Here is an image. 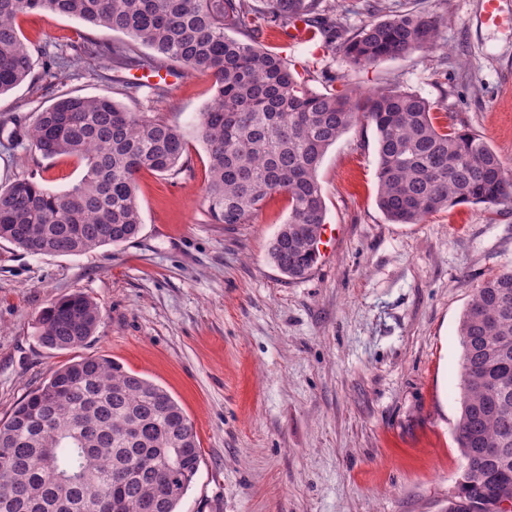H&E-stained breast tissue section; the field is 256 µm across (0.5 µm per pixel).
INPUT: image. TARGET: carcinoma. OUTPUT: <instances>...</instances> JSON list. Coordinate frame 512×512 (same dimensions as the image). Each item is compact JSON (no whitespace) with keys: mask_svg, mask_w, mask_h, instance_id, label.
Here are the masks:
<instances>
[{"mask_svg":"<svg viewBox=\"0 0 512 512\" xmlns=\"http://www.w3.org/2000/svg\"><path fill=\"white\" fill-rule=\"evenodd\" d=\"M0 0V95L34 69L17 24L47 11L126 34L132 43L87 40L77 57L94 72L111 62L183 73L208 72L213 100L197 138L208 156L206 202L215 224H246L275 193L289 216L268 255L291 278L314 267L325 220L317 171L354 124L377 133V205L393 224H416L460 203L512 199V176L482 138L435 121L430 101L400 86L373 94L335 86L321 70L298 78L259 41L263 24L302 19L324 47L344 48L364 68L431 45L438 23L413 10L351 28L331 0ZM153 51L143 57L137 45ZM326 86L317 91L308 82ZM11 141L46 158L76 156L81 180L65 192L29 177L0 186V240L33 255H74L134 238L140 229L137 175L177 176L187 141L181 128L130 112L107 97L62 95L29 126L15 118ZM100 308L82 293L51 304L38 339L69 349L92 336ZM460 416L455 442L463 474L447 512H495L512 493V270L485 279L459 326ZM201 461L193 425L162 386L106 357L56 369L0 420V512H177Z\"/></svg>","mask_w":512,"mask_h":512,"instance_id":"carcinoma-1","label":"carcinoma"}]
</instances>
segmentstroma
Listing matches in <instances>:
<instances>
[{
    "label": "stroma",
    "mask_w": 512,
    "mask_h": 512,
    "mask_svg": "<svg viewBox=\"0 0 512 512\" xmlns=\"http://www.w3.org/2000/svg\"><path fill=\"white\" fill-rule=\"evenodd\" d=\"M386 2L435 17L436 46L359 69L319 41L283 49L274 26L260 41L299 73L325 69L367 91L398 76L441 125L480 135L512 172V0L495 25L481 22L482 0ZM18 24L35 66L0 96V120L34 118L63 94L115 95L111 70L44 77L41 49L87 37L112 46L127 35L50 12ZM123 76L140 91L120 104L180 126L188 168L139 173L142 224L131 242L41 256L0 241V419L56 369L104 356L164 387L194 426L202 462L178 512H444L461 473L460 319L483 280L512 269V201L389 223L376 204V131L355 124L318 169L335 238L292 279L268 256L287 195L245 224L208 214L195 129L212 76L186 75L161 98L145 71ZM84 172L77 157L45 159L0 132V185L31 176L62 192ZM76 292L101 309L94 336L44 347L41 312Z\"/></svg>",
    "instance_id": "1"
}]
</instances>
